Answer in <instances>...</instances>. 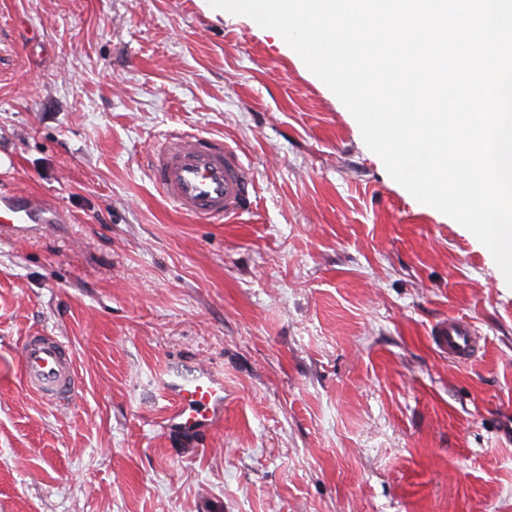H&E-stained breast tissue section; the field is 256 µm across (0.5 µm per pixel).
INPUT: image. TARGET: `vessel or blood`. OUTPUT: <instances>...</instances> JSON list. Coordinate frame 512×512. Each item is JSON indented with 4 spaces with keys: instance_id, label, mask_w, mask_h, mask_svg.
I'll use <instances>...</instances> for the list:
<instances>
[{
    "instance_id": "vessel-or-blood-1",
    "label": "vessel or blood",
    "mask_w": 512,
    "mask_h": 512,
    "mask_svg": "<svg viewBox=\"0 0 512 512\" xmlns=\"http://www.w3.org/2000/svg\"><path fill=\"white\" fill-rule=\"evenodd\" d=\"M151 178L161 195L183 215L210 223H231L248 213L254 193L250 171L224 140L176 133L158 144L150 158ZM61 213L41 199L0 191V224L23 231L35 224H56ZM449 358L464 361L477 346L473 327L449 320L438 336ZM20 372L28 390L51 404L71 401L76 386L74 361L54 336L24 337ZM169 428L195 435L210 429L224 406V382L201 369L191 377L170 373Z\"/></svg>"
}]
</instances>
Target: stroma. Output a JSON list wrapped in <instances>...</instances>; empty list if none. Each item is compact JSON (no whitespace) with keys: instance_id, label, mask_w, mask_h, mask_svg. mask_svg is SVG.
Instances as JSON below:
<instances>
[{"instance_id":"obj_1","label":"stroma","mask_w":512,"mask_h":512,"mask_svg":"<svg viewBox=\"0 0 512 512\" xmlns=\"http://www.w3.org/2000/svg\"><path fill=\"white\" fill-rule=\"evenodd\" d=\"M224 138L235 224L177 212L149 151ZM0 190L65 221L0 230V512H512V287L419 203L276 32L200 0H0ZM471 323L450 361L434 336ZM71 351L72 402L20 374ZM224 413L170 434L167 376ZM438 342L448 352V358L458 361L467 360L477 346L475 330L460 319H448L439 331ZM20 372L27 389L46 402L64 405L71 401L77 379L74 361L56 336H25L20 350Z\"/></svg>"}]
</instances>
